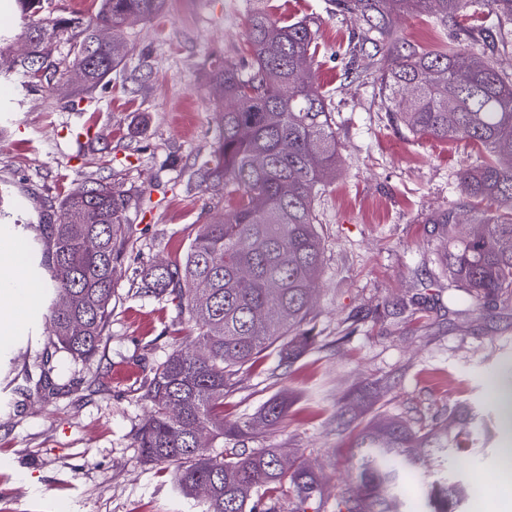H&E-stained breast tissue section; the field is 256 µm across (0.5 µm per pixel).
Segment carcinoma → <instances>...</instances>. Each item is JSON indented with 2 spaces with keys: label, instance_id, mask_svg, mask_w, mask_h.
<instances>
[{
  "label": "carcinoma",
  "instance_id": "1",
  "mask_svg": "<svg viewBox=\"0 0 512 512\" xmlns=\"http://www.w3.org/2000/svg\"><path fill=\"white\" fill-rule=\"evenodd\" d=\"M166 0H99L94 16L63 18L42 0H16L22 24L14 37L26 52L6 58L0 33V70L28 76L33 60L48 70L46 82L72 74L77 92L95 89L126 65V42L98 44L86 58L81 47L101 27L118 28L135 16L149 20ZM336 13L353 16L345 73L372 78L386 111L410 133L477 148L478 162L462 169L458 184L476 205L443 214L442 253L448 280L481 315L491 306L512 308V74L499 69L496 51L512 46V0H334ZM425 15L437 29L453 25L465 43L431 51L402 38L398 19ZM316 34L304 21L283 22L252 11L246 38L253 63L213 66L210 90L221 109L214 162L202 182L224 181L233 206L201 225L180 261L156 264L141 275V293L170 296L196 335L154 369L145 390L150 411L137 446L145 462L171 469L180 492L194 497L206 485L203 512H308L321 483L301 455L280 464L281 449L239 443L280 426L288 396L276 395L256 413L224 419V396L239 375L275 347L288 361L317 342L311 315L324 247L317 197L341 167L326 92L316 86L312 61ZM70 44L69 60L53 59L57 43ZM132 197L86 181L37 225L40 267L54 299L42 366L57 351L95 356L112 316L116 268L133 240ZM448 419L476 421L467 406L448 408ZM206 436L198 446L195 438ZM458 445L448 427L420 420L410 425L381 414L352 434L356 465L336 494L335 512H400L404 472L415 470L418 449L442 453ZM470 490L445 478L428 484L424 512H459Z\"/></svg>",
  "mask_w": 512,
  "mask_h": 512
}]
</instances>
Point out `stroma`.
I'll use <instances>...</instances> for the list:
<instances>
[{"instance_id": "1", "label": "stroma", "mask_w": 512, "mask_h": 512, "mask_svg": "<svg viewBox=\"0 0 512 512\" xmlns=\"http://www.w3.org/2000/svg\"><path fill=\"white\" fill-rule=\"evenodd\" d=\"M273 17L318 27L313 71L330 99L342 167L316 201L324 262L314 296L321 346L295 362L269 351L224 400L234 420L288 392V417L249 447L278 446L308 458L322 478L314 512H333L355 460L336 434L337 407L359 399L361 422L385 413L406 422L471 404L483 418L478 445L425 457L402 480L403 512L418 486L445 477L483 493L464 512H493L498 473L512 430L497 420L505 368H512V311L477 315L448 303L440 272L445 248L434 226L465 204L458 172L476 155L465 143L413 136L385 112L368 81L346 77L345 53L358 25L331 0H167L154 19L115 30L132 57L79 109L72 82L54 86L0 75V187L9 191L0 244L23 248L27 274L35 226L69 189L86 180L119 185L133 198L134 243L116 273L112 318L98 354L60 353L54 391L28 375L46 344V293L19 321L5 324L0 301V512H202L170 471L145 463L136 435L148 411L145 385L192 327L168 297L140 294V273L181 258L198 225L222 215L224 184L199 186L221 121L210 93L212 63L249 61L245 32L256 5ZM426 298L425 315L390 308Z\"/></svg>"}]
</instances>
